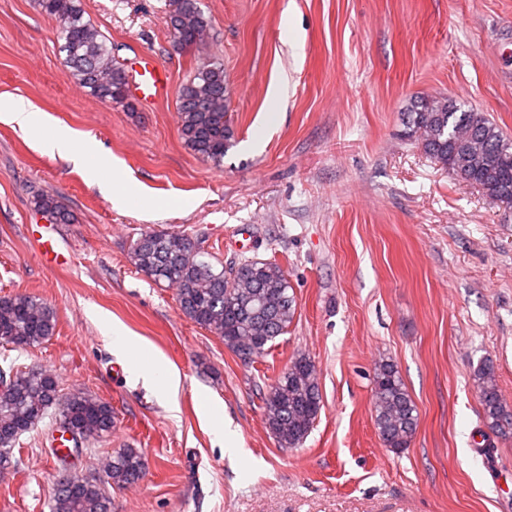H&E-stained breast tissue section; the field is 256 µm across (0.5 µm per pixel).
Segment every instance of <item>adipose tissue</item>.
Listing matches in <instances>:
<instances>
[{
  "instance_id": "1",
  "label": "adipose tissue",
  "mask_w": 512,
  "mask_h": 512,
  "mask_svg": "<svg viewBox=\"0 0 512 512\" xmlns=\"http://www.w3.org/2000/svg\"><path fill=\"white\" fill-rule=\"evenodd\" d=\"M0 112L7 113L12 121L26 129L37 139L43 150L67 162L77 165L84 163V155L76 148L78 134L65 127L48 128L41 113L33 111L28 101L21 98L0 100ZM104 335L111 341L114 350L131 357L130 374L151 382L159 395L168 402L170 408H177L180 387L178 371L159 362L143 363L134 360L133 354L140 349L141 342L120 323H113L106 328Z\"/></svg>"
}]
</instances>
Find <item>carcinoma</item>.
Masks as SVG:
<instances>
[{
    "label": "carcinoma",
    "instance_id": "carcinoma-1",
    "mask_svg": "<svg viewBox=\"0 0 512 512\" xmlns=\"http://www.w3.org/2000/svg\"><path fill=\"white\" fill-rule=\"evenodd\" d=\"M39 6L63 24L60 53L73 78L102 102L129 105V75L106 45L100 31L84 20L80 0H38ZM176 49L203 44L210 22L194 0L190 9L171 18ZM224 66L200 60L178 93L180 134L197 155L216 164L234 145L226 120ZM408 136L443 167L481 187L495 205L512 208V138L485 113L444 98H421L407 113ZM35 208L57 224H70L73 215L51 194L34 201ZM188 236L175 232L146 231L133 245L129 260L146 277L177 288L184 314L224 339L236 355L250 362L265 355L275 339L288 333L297 302L288 276L276 261L244 259L241 272L231 281L229 272L211 255L193 251ZM56 312L44 299L26 294L0 298V344L34 347L54 335ZM294 372H283L263 393L264 418L282 448L300 446L321 410L316 369L308 356ZM12 381L0 388V474L18 466L14 449L55 410L84 439L95 444L112 431V407L96 396L75 391L61 393L57 378L43 368H9ZM473 385L487 426L497 436L512 437V405L501 395L494 365L481 361ZM372 405L374 422L385 447L400 452L410 446L418 426L414 401L390 360L374 368ZM146 474L138 448H122L105 465L99 478L79 477L71 486L60 485L50 512H112L105 487L126 488Z\"/></svg>",
    "mask_w": 512,
    "mask_h": 512
}]
</instances>
